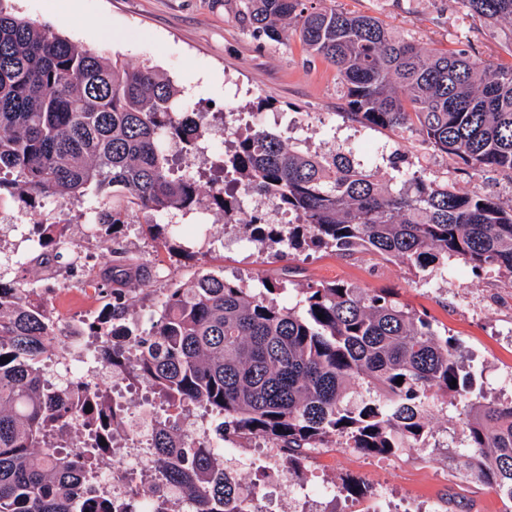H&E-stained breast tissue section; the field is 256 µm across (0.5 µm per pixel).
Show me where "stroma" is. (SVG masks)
Masks as SVG:
<instances>
[{"instance_id":"obj_1","label":"stroma","mask_w":512,"mask_h":512,"mask_svg":"<svg viewBox=\"0 0 512 512\" xmlns=\"http://www.w3.org/2000/svg\"><path fill=\"white\" fill-rule=\"evenodd\" d=\"M318 8L335 7L377 18L394 34L418 46L466 50L484 60L508 61L507 32L490 31L464 15L459 0H311ZM15 15L52 27L70 41L120 54L130 63L147 62L167 75L182 91L183 100L200 111L228 114L254 111L267 100L263 123L286 131L292 141L310 150L352 151L355 162L376 171L381 180L414 166L429 178L446 179L457 189L495 194L512 204V176L490 173L476 178L447 155L422 144L417 135L368 128L346 115L342 84L333 66L309 57L297 37L280 41L255 38L239 14L238 0H9ZM105 20L117 32L115 40L92 37L91 21ZM373 149L361 151L362 141ZM80 201L47 200L37 219L63 230L67 249L99 258L102 250L84 221ZM187 223L212 225L225 245L215 248L201 237L189 239L195 256L176 261L157 251L145 236V216L134 217L125 230L124 245L135 254L143 277L129 295L127 317L145 322L164 289L188 285L203 271L224 274L250 286L266 282L285 285L281 304L299 299L314 282H343L379 292L392 290L408 308L425 314L439 337L457 339L464 365L482 370L489 395L504 398L502 375L512 373V287L493 276H474L456 265L447 279L424 282L406 264L382 262L356 252L341 255L323 249L279 258L275 249L240 246V229L225 228L210 213L190 215ZM0 269L30 283L45 298L66 339L59 345L64 358L87 348L83 324L97 314L98 303L82 302L74 280H46L39 265H17L10 233L0 234ZM431 448L397 455L371 456L328 442L311 449L303 460L304 482L314 491V512H358L377 506L379 512H501L498 494L480 481L444 478L449 449L459 447L461 426L456 408L442 399L426 407ZM346 482L362 492H342ZM333 488L321 496L320 488Z\"/></svg>"}]
</instances>
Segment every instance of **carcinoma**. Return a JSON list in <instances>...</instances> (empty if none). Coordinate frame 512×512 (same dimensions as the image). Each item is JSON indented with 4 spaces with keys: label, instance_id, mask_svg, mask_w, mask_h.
<instances>
[{
    "label": "carcinoma",
    "instance_id": "cac0c4a2",
    "mask_svg": "<svg viewBox=\"0 0 512 512\" xmlns=\"http://www.w3.org/2000/svg\"><path fill=\"white\" fill-rule=\"evenodd\" d=\"M241 2L256 37L277 40L290 25L312 58L336 68L348 116L409 130L475 176L512 173V62L422 48L375 17L316 10L308 0ZM461 2L492 31L512 26V0ZM209 134L208 124L184 117L178 86L156 67L76 44L0 0V194L24 213L38 214L48 199L89 196L105 248L135 215L164 214L167 222L147 224L152 239L191 257L172 218L206 210L285 253L366 252L407 264L427 283L458 261L512 286V205L411 168L382 183L350 151L313 153L261 124L219 154L222 178L204 193L195 177L175 173L170 149L195 154ZM241 190L296 222L242 221ZM37 229L36 260L79 264L65 257L62 235ZM281 290L257 293L205 272L167 289L141 327L126 320V283L110 267L101 272L104 304L87 324L95 357L176 409L156 422L144 463L151 512H253L224 456L183 433L193 406L220 418L223 440L270 441L299 482L302 449L331 438L371 455L427 447L422 410L434 398L460 406L466 475L494 488L512 512V401L486 398L453 338L438 337L390 293L315 283L287 306L268 297ZM36 295L0 277V512H137V492L112 498L99 482L125 411L95 385L46 378L59 330ZM354 380L366 385L358 400L348 397Z\"/></svg>",
    "mask_w": 512,
    "mask_h": 512
}]
</instances>
